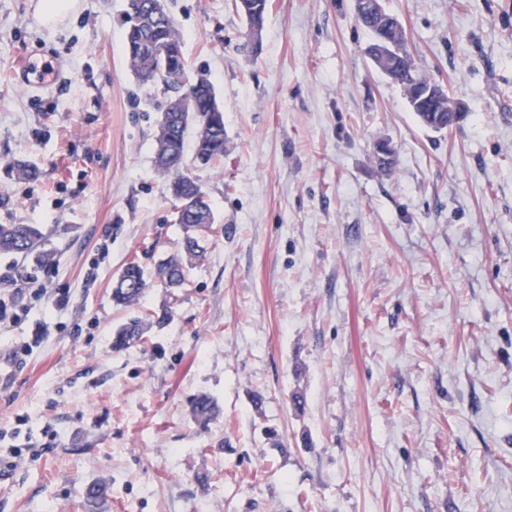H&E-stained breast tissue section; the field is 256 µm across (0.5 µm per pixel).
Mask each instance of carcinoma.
<instances>
[{"instance_id":"cac0c4a2","label":"carcinoma","mask_w":512,"mask_h":512,"mask_svg":"<svg viewBox=\"0 0 512 512\" xmlns=\"http://www.w3.org/2000/svg\"><path fill=\"white\" fill-rule=\"evenodd\" d=\"M142 2L144 0H129L123 21L124 47L132 71L142 85L183 88V93L191 97L192 109L167 125L158 126L155 135V167L167 178V192L177 202L175 223L181 230L180 248L160 259L150 272L134 259L124 266L112 288L113 303L123 307L138 303L153 281L167 288L183 287L189 270L203 260L205 247L200 243L201 234L212 227L215 217L202 186L186 173L185 138L190 122H198L195 161L208 166L224 157V113L217 103L213 84L204 77L197 84L187 79L183 43L173 20L169 16L156 20L144 15L138 8ZM234 2L236 9L246 17L248 36L260 41L268 0ZM411 74L424 84L429 82L416 67L411 54L398 57L391 78L408 96L413 93L408 81ZM42 238L39 224H0V255H26ZM171 317L172 312L168 310L159 315L129 317L115 329L112 350H127L142 340L147 323L162 326ZM188 413L198 430L204 432L220 416L221 408L214 398L201 393L190 402ZM84 499L87 512H105L107 491L102 484L87 483Z\"/></svg>"}]
</instances>
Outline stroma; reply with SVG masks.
Segmentation results:
<instances>
[{
  "label": "stroma",
  "instance_id": "1",
  "mask_svg": "<svg viewBox=\"0 0 512 512\" xmlns=\"http://www.w3.org/2000/svg\"><path fill=\"white\" fill-rule=\"evenodd\" d=\"M38 2L0 0V224L44 225L55 256H0L28 310L0 351L32 345L0 384V448L24 456L0 512H85L92 481L106 512H512V0H385L468 111L441 132L368 58L354 0H270L256 46L233 0H167L226 142L188 169L216 216L202 262L133 310L112 301L124 264L180 246L154 166L167 96L125 59L128 0L53 27ZM26 56L62 81L21 85ZM200 393L222 409L205 433ZM172 317V311L164 310L160 315L147 313L145 317L131 316L125 322L120 324L112 336V350L122 352L132 345L140 342L147 329L149 321L155 322L158 326H163ZM188 413L200 432L208 430L209 425L221 414L217 401L206 393L198 394L189 405ZM84 499L87 512H105L107 502V491L98 482H89L85 485Z\"/></svg>",
  "mask_w": 512,
  "mask_h": 512
}]
</instances>
